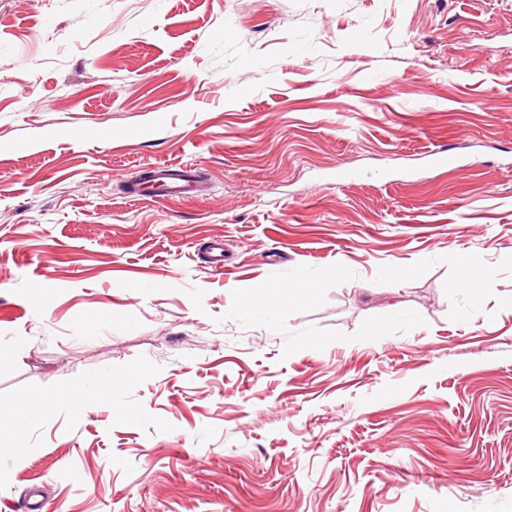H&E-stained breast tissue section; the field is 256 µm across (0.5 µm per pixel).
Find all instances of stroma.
I'll list each match as a JSON object with an SVG mask.
<instances>
[{"mask_svg":"<svg viewBox=\"0 0 512 512\" xmlns=\"http://www.w3.org/2000/svg\"><path fill=\"white\" fill-rule=\"evenodd\" d=\"M0 447V512H512V0H0ZM174 167L179 169L177 173H173ZM198 187L199 182L194 168L158 164L150 171L147 178L141 180L134 194L182 199L193 191L197 194Z\"/></svg>","mask_w":512,"mask_h":512,"instance_id":"obj_1","label":"stroma"}]
</instances>
